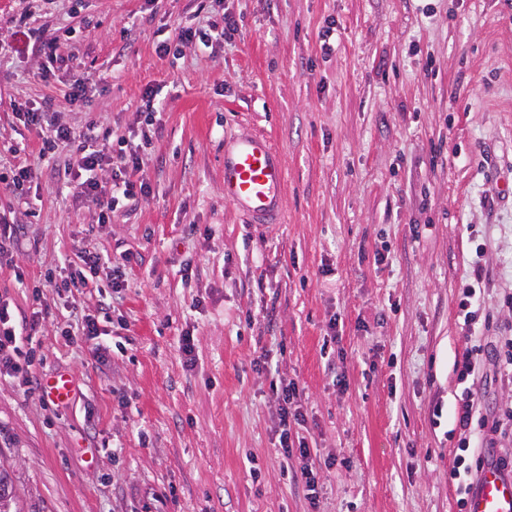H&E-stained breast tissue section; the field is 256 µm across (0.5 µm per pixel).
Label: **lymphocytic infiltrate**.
Listing matches in <instances>:
<instances>
[{"label":"lymphocytic infiltrate","mask_w":512,"mask_h":512,"mask_svg":"<svg viewBox=\"0 0 512 512\" xmlns=\"http://www.w3.org/2000/svg\"><path fill=\"white\" fill-rule=\"evenodd\" d=\"M26 125L35 127L41 137L40 155L65 152V173L77 199L95 203L99 209L100 223H108L115 208L129 205L138 194L147 193L148 184L141 178L144 156L151 148L156 131L152 118H145L140 129V147L126 151H113L111 133L101 132L97 121H89L82 128L62 123L53 110L51 101H44L40 108L24 112ZM117 165L111 185H102L98 173L105 166ZM81 264L66 277L61 278V288H83L97 293L101 308H110L109 293H120L119 279H112L110 292H103L95 274L100 266L98 254L85 251L80 255ZM458 378L463 385L460 401L454 411V422L462 439V452L457 462L459 468L453 476L458 480L459 505H466L475 490L479 475L486 466H494L507 474L512 473V451L488 456L487 451L497 448L500 441L512 440V406L494 413L483 410L481 385L488 370L512 371V336L499 337L493 349L483 344L467 347L455 362ZM278 403V426L281 430L279 445L284 456L298 454L302 460L299 482L309 501L318 497V481L310 461V449L305 439H292L290 429L302 425L305 415L297 401L299 391L295 383L281 384L275 390Z\"/></svg>","instance_id":"obj_1"}]
</instances>
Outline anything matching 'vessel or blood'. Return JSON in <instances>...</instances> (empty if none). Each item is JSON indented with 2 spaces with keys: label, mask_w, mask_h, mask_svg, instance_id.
Here are the masks:
<instances>
[{
  "label": "vessel or blood",
  "mask_w": 512,
  "mask_h": 512,
  "mask_svg": "<svg viewBox=\"0 0 512 512\" xmlns=\"http://www.w3.org/2000/svg\"><path fill=\"white\" fill-rule=\"evenodd\" d=\"M285 170L280 152L262 133L240 136L224 145V198L254 224L277 223L283 212ZM468 512H512V477L484 468Z\"/></svg>",
  "instance_id": "obj_1"
}]
</instances>
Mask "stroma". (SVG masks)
<instances>
[{
	"label": "stroma",
	"mask_w": 512,
	"mask_h": 512,
	"mask_svg": "<svg viewBox=\"0 0 512 512\" xmlns=\"http://www.w3.org/2000/svg\"><path fill=\"white\" fill-rule=\"evenodd\" d=\"M226 17L230 39L156 54ZM38 35L66 59L47 82ZM78 71L108 80L77 103ZM149 87L151 189L98 223L16 112L49 99L71 126L127 137ZM246 130L282 154L281 223L224 199V140ZM21 162L27 198L0 183L18 236L0 300L26 324L38 285L52 310L27 372L0 378L19 512H459L455 360L479 331L458 302L476 249L482 310L512 327V0H0V174ZM80 248L105 259L100 284L123 268L109 312L45 284ZM84 314L107 337L62 336ZM58 373L63 403L43 389ZM281 379L303 392L314 506L277 448Z\"/></svg>",
	"instance_id": "stroma-1"
}]
</instances>
